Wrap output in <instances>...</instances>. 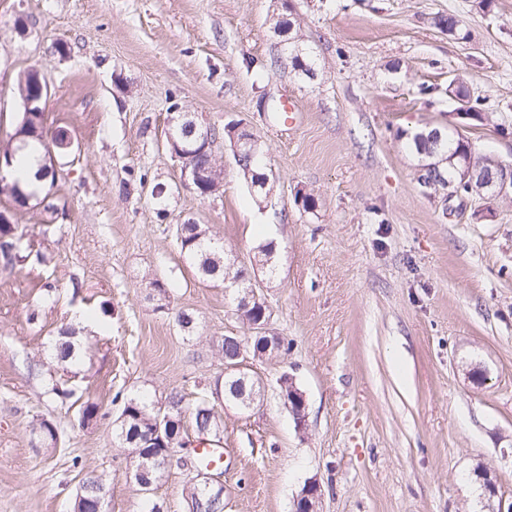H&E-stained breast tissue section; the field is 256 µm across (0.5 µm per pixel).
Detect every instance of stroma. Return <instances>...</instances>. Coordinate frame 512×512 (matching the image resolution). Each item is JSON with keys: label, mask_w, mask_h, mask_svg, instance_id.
Returning a JSON list of instances; mask_svg holds the SVG:
<instances>
[{"label": "stroma", "mask_w": 512, "mask_h": 512, "mask_svg": "<svg viewBox=\"0 0 512 512\" xmlns=\"http://www.w3.org/2000/svg\"><path fill=\"white\" fill-rule=\"evenodd\" d=\"M438 14L460 20L458 36L432 25ZM279 15L308 48L311 75L293 69L271 25ZM31 68L49 82L46 128H67L74 145L38 197L0 196L27 255L0 265V512H72L91 473L107 479L105 512H145L117 437L121 399L161 404L178 390L193 403L224 378L215 342L248 333L233 292L180 255L174 228L188 222L223 242L288 343L241 365L263 402L214 403L226 456L207 477L224 512H293L312 478L319 512L512 505V195L446 201L419 185L405 139L455 129L512 165V0H0L2 142ZM456 78L482 100L481 119L458 115ZM291 98L301 116L289 125L276 109ZM173 112L215 133L219 193L181 187ZM232 121L266 150L262 201L224 135ZM264 224L279 238L271 278L254 259ZM77 308L105 327L84 338V365L63 366L49 350ZM183 310L196 336L180 334ZM285 375L306 395L301 431L280 397ZM56 382L98 403L96 421L53 400ZM39 419L55 441H33ZM195 475L170 470L154 494L163 512H189Z\"/></svg>", "instance_id": "obj_1"}]
</instances>
